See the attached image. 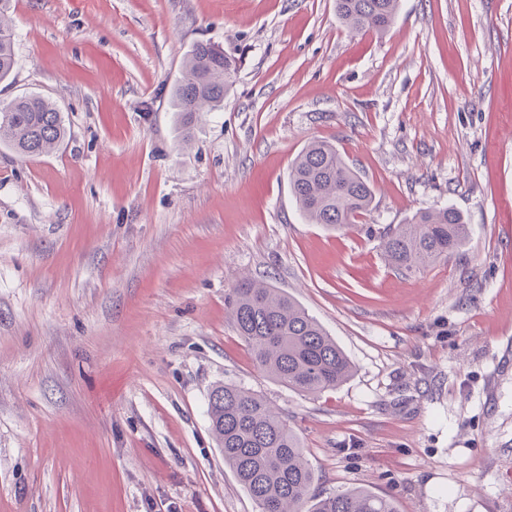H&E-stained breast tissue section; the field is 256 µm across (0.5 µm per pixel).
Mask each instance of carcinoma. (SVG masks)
Returning <instances> with one entry per match:
<instances>
[{"label": "carcinoma", "instance_id": "obj_1", "mask_svg": "<svg viewBox=\"0 0 512 512\" xmlns=\"http://www.w3.org/2000/svg\"><path fill=\"white\" fill-rule=\"evenodd\" d=\"M336 15L354 32L383 34L399 0H335ZM11 0H0V82L15 65L12 29L3 22ZM235 59L211 41L193 45L171 92L173 111L190 131L205 112L221 106L234 85ZM66 134L55 105L39 95L14 99L0 110V144L21 157L53 153ZM290 192L311 224L340 230L367 212L369 183L331 143L312 141L294 159ZM469 234L452 207L420 210L381 238L386 260L412 272L458 250ZM230 315L260 371L283 387L315 395L334 389L353 373L347 355L315 318L291 296L261 280L243 278L228 298ZM207 414L224 463L258 512H398L395 503L365 488L322 497L309 495L314 473L298 434L276 407L235 384L210 391Z\"/></svg>", "mask_w": 512, "mask_h": 512}]
</instances>
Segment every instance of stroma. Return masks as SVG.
Masks as SVG:
<instances>
[{
	"instance_id": "35a3bbf8",
	"label": "stroma",
	"mask_w": 512,
	"mask_h": 512,
	"mask_svg": "<svg viewBox=\"0 0 512 512\" xmlns=\"http://www.w3.org/2000/svg\"><path fill=\"white\" fill-rule=\"evenodd\" d=\"M0 107L54 102L48 155L0 145V512H257L210 430L218 382L298 433L312 493L398 512H512V0H400L381 36L335 0H13ZM211 40L238 74L183 131L170 90ZM336 145L371 184L308 223L288 170ZM453 207L417 272L379 236ZM292 295L354 365L302 395L254 365L226 298Z\"/></svg>"
}]
</instances>
